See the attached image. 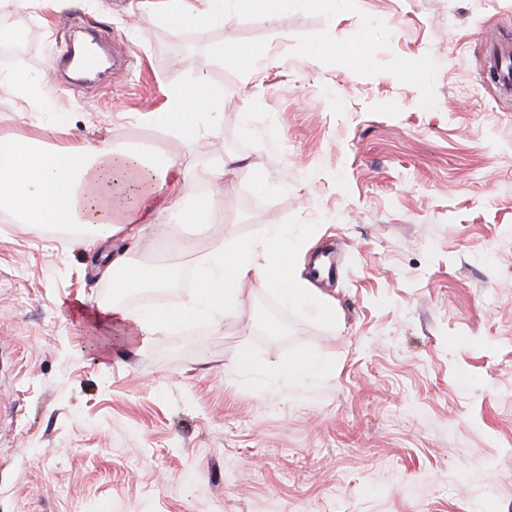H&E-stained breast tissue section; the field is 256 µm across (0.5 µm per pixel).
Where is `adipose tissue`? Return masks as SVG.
I'll return each instance as SVG.
<instances>
[{
	"label": "adipose tissue",
	"instance_id": "ef3b65f1",
	"mask_svg": "<svg viewBox=\"0 0 512 512\" xmlns=\"http://www.w3.org/2000/svg\"><path fill=\"white\" fill-rule=\"evenodd\" d=\"M134 21L164 20L172 35L190 25H214L224 19L222 0H141ZM215 91L205 78L190 88L167 91V108L151 118L191 146L220 120ZM241 157H217L210 164L188 167L168 158L126 151L110 142L45 148L21 131L0 132V211L34 227L55 224L73 229L83 244L112 240L134 242L145 231L160 228L162 236L178 237L182 225L205 227L223 223L224 197L215 187L227 168H246ZM212 190L198 194L197 186ZM301 247L286 227H269L258 240L212 245L196 258L193 296L177 305L165 291L178 272L169 254L160 252L145 266L130 263L126 252L110 255L106 272L119 296L97 306L92 315L93 340L100 357L114 347L146 349L154 336L186 325L212 331L237 316L247 288L262 283L274 288L289 306L320 321L336 320L333 305L314 295L294 274ZM152 288V305L129 310L120 295L132 288Z\"/></svg>",
	"mask_w": 512,
	"mask_h": 512
}]
</instances>
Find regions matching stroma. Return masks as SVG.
<instances>
[{
    "instance_id": "35a3bbf8",
    "label": "stroma",
    "mask_w": 512,
    "mask_h": 512,
    "mask_svg": "<svg viewBox=\"0 0 512 512\" xmlns=\"http://www.w3.org/2000/svg\"><path fill=\"white\" fill-rule=\"evenodd\" d=\"M133 2L11 11L28 36L20 64L0 63V130L256 162L224 176L225 239L318 233L299 271L336 321L284 304L259 318L278 299L259 285L211 333L101 359L87 313L112 298L111 244L0 219V512H512V99L484 39L512 37V0H300L177 38L131 28ZM73 19L114 60L101 88L57 66ZM42 72L27 108L11 79ZM199 76L222 122L192 151L148 115ZM211 242L189 225L128 255L166 249L191 270ZM325 250L330 281L310 266ZM243 349L268 376L234 369ZM302 353L330 373L281 376Z\"/></svg>"
}]
</instances>
